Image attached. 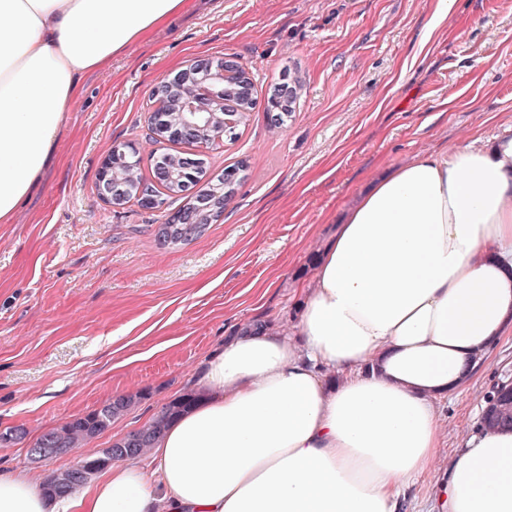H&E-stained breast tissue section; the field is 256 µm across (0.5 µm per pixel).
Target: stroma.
Here are the masks:
<instances>
[{
  "label": "stroma",
  "instance_id": "35a3bbf8",
  "mask_svg": "<svg viewBox=\"0 0 512 512\" xmlns=\"http://www.w3.org/2000/svg\"><path fill=\"white\" fill-rule=\"evenodd\" d=\"M451 21H444V14ZM232 55L256 105L236 141L207 150L210 176L243 169L233 201L205 233L159 246L167 203L112 207L101 163L133 144L144 176L156 149L157 82L190 61ZM300 72L286 127L271 86ZM512 135V0H192L88 74L54 161L0 224V465L42 480L109 447L190 391L196 367L240 326L291 330L315 260L369 181L415 158ZM512 378V333L471 381L439 404L440 468L477 427L485 393ZM141 401L86 447L47 468L28 460L41 434L120 394Z\"/></svg>",
  "mask_w": 512,
  "mask_h": 512
}]
</instances>
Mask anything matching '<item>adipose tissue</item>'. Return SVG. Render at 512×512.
Wrapping results in <instances>:
<instances>
[{"mask_svg": "<svg viewBox=\"0 0 512 512\" xmlns=\"http://www.w3.org/2000/svg\"><path fill=\"white\" fill-rule=\"evenodd\" d=\"M188 0H0V223L53 160L79 80ZM295 336L239 329L154 444L48 497L0 467V512H399L437 474L439 512H512V429L475 428L438 471L436 400L512 329V136L376 181L316 261Z\"/></svg>", "mask_w": 512, "mask_h": 512, "instance_id": "adipose-tissue-1", "label": "adipose tissue"}]
</instances>
